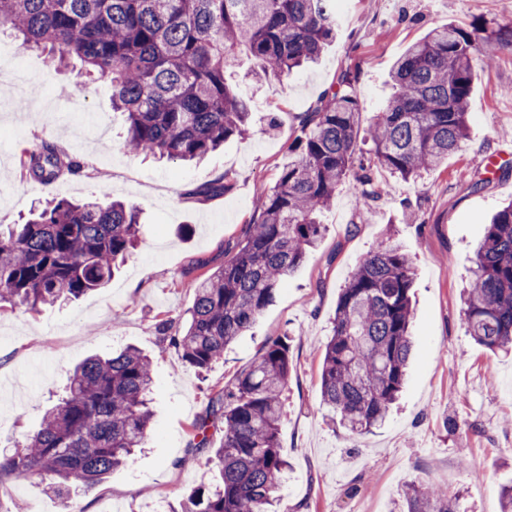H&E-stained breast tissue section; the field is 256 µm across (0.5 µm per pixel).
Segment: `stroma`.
Masks as SVG:
<instances>
[{"mask_svg":"<svg viewBox=\"0 0 512 512\" xmlns=\"http://www.w3.org/2000/svg\"><path fill=\"white\" fill-rule=\"evenodd\" d=\"M336 40L316 64L256 85L239 58L231 80L249 98L253 134L231 138L198 165L144 159L123 145L125 117L112 109L109 84L81 75V64L54 69L46 52L0 35V224H12L51 200L120 199L143 212L139 247L108 287L69 304L0 309V391L18 407H0V452L21 446L62 394L86 356L134 345L154 359L153 416L147 448L74 499L75 512H180L195 487L213 481L209 459L224 438L190 454L192 423L209 410L208 391L246 370L266 342L289 334L293 369L280 440L289 468L278 492L301 512H394L406 482L423 479L460 493L466 512H501L499 489L512 484V354H494L466 335L461 291L470 257L496 211L512 201V50L482 41L490 71L477 72L470 96L469 137L442 167L405 182L383 167L374 177L381 197L359 208L341 188L320 221L326 229L303 265L280 287L254 327L206 372L190 368L158 319L185 314L194 284L224 263L262 188L274 185L300 133L299 116L336 83L356 72L361 107L357 141L372 147L374 115L392 95L393 62L434 27L454 23L512 26V0H342ZM33 74L44 104L13 111L16 73ZM58 145L84 162L78 174L50 183L21 177L17 158L35 143ZM501 168L487 175L486 162ZM232 190L204 199L194 190L221 175ZM400 242L415 271L413 356L390 416L353 439L327 418L320 392L322 345L340 288L358 260L386 237ZM0 512H65L39 479H0Z\"/></svg>","mask_w":512,"mask_h":512,"instance_id":"stroma-1","label":"stroma"}]
</instances>
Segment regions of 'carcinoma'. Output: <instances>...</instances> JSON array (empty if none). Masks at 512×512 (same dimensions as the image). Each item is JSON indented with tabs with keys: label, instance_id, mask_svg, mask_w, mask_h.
Returning <instances> with one entry per match:
<instances>
[{
	"label": "carcinoma",
	"instance_id": "carcinoma-1",
	"mask_svg": "<svg viewBox=\"0 0 512 512\" xmlns=\"http://www.w3.org/2000/svg\"><path fill=\"white\" fill-rule=\"evenodd\" d=\"M331 0H0V31L51 63L79 59L112 87V109L126 115L125 145L169 160H201L231 137L250 135L246 99L227 81L245 54L259 83L283 79L316 60L336 39ZM512 47L508 32L452 23L411 45L393 64L395 95L371 130L377 163L415 180L440 167L468 137L476 68L493 60L480 34ZM355 75L301 113L302 135L288 147L261 205L212 274L197 280L186 316L156 323L160 337L202 373L256 323L279 286L322 237L319 214L347 185L367 208L380 198L370 166L356 163L361 114ZM23 175L41 182L82 163L43 142L20 158ZM233 187L229 175L199 186L208 198ZM140 216L123 203L52 201L23 224H0V302L30 311L105 287L118 260L139 242ZM415 273L407 253L386 240L361 257L340 289L323 344V404L353 436L387 417L411 355ZM468 335L485 349L512 350V203L487 225L464 298ZM292 371L288 335L268 341L252 365L211 398L224 423L215 450V482L191 491L182 512H271L288 462L281 451L284 393ZM152 362L127 347L79 364L58 403L24 444L0 457V478L33 476L69 501L125 464L150 435ZM195 450L209 445V418L193 426ZM460 495L421 480L403 486L399 512H458Z\"/></svg>",
	"mask_w": 512,
	"mask_h": 512
}]
</instances>
